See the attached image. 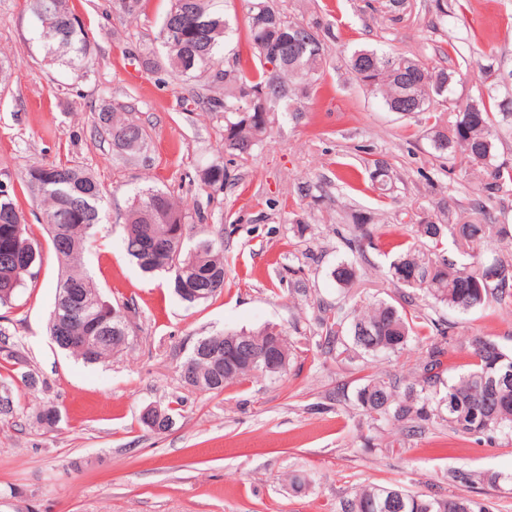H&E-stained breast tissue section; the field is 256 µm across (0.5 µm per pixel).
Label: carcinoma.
<instances>
[{
    "mask_svg": "<svg viewBox=\"0 0 512 512\" xmlns=\"http://www.w3.org/2000/svg\"><path fill=\"white\" fill-rule=\"evenodd\" d=\"M218 0H172L162 27L174 23L181 28L182 39L169 41L159 33L165 49L167 70L176 76L203 79V86L224 85V92L208 98L211 111L224 113V154L228 162L205 169L203 183L214 189L224 188L230 179L229 165L237 158L252 155L280 112L298 116V103L308 94L324 64L326 52L318 28L289 20L273 0H252L246 26V39L259 66L249 68L241 60L225 68L224 38L230 29ZM34 31L41 43L47 64L61 63L76 71L92 63L90 45L69 0H31ZM143 0L127 5L126 0H112V11L135 17ZM298 40L299 47L279 59L274 69L266 67L265 50ZM350 67L356 79L372 95H378L388 111L401 107L413 113L431 111L436 104L448 102L447 69L431 70L415 55L361 49L353 53ZM268 90V110L259 114L249 106L251 95ZM468 112L455 116L451 128L434 125L431 142L435 150L460 149L468 161L487 165L494 151L496 117L483 96L466 104ZM101 120L113 150L120 154L137 151L144 141L143 128L129 119H117L106 112ZM372 181L380 194L392 187L388 165L373 162ZM484 184L491 197L512 183V169L496 166ZM24 185L46 204L44 223L53 248L63 265L58 296L49 319V334L62 350L97 363L120 351L126 344L115 331L112 306L96 284L79 265V256L94 238L100 222L102 191L87 168L70 162L35 163L22 178ZM198 222L207 219L204 208L178 203L161 189L140 191L128 211L124 225V247L146 273L166 272L174 294L188 304L206 303L224 291L223 243L204 238L189 252L175 235L178 225H186L189 211ZM22 213L10 191L0 188V306L12 303L40 253L29 236ZM486 206L475 202L470 216L453 219L449 209L437 217H427L414 225V241L397 245L395 259L389 266L392 281L398 287L396 302L379 301L366 311H347L341 307H323L319 326L325 330L324 341L301 336L304 344L315 343L323 354L340 360L361 355L400 353L408 344L426 336L422 359L412 377L375 375L365 379L356 391V405L372 428L392 424L399 430L394 440L403 448L409 441L433 428L446 430L463 441L495 443L500 436H512V353L505 352L491 336H473L455 347L451 331L438 321L418 311L417 293L461 312L490 309L512 304V274L491 279L498 268L512 269V255L498 253L486 260H464L461 248L492 237L505 239L509 229L504 224H484ZM448 234L456 249L431 256L427 247L441 244ZM154 244L157 257L147 259L145 241ZM196 278L206 280L210 293L192 299L184 288ZM266 329L224 331L209 336L218 346L224 338L261 346ZM459 350L467 360V370L456 378H443L448 368L444 358ZM224 353L203 360L190 353L182 367V376L193 387L202 386L211 393H221L227 386L253 374H265L261 365L238 364L224 367ZM443 386L445 391L437 390ZM173 420L172 411L142 417L147 426L163 432ZM341 512H490L489 506L466 496L448 499L426 498L412 494L398 485L369 484L340 503Z\"/></svg>",
    "mask_w": 512,
    "mask_h": 512,
    "instance_id": "carcinoma-1",
    "label": "carcinoma"
}]
</instances>
